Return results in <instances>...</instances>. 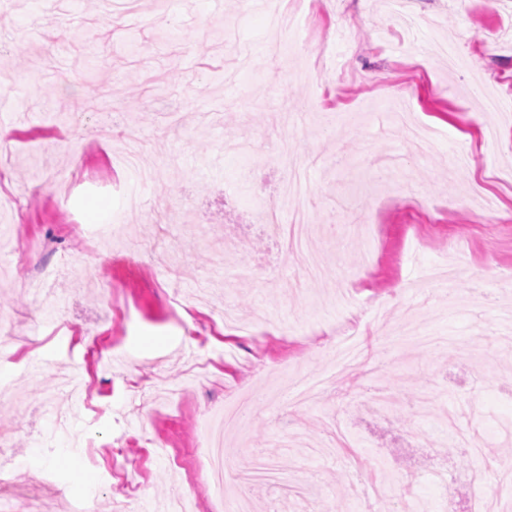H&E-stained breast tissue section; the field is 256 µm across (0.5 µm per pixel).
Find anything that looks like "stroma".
<instances>
[{"mask_svg":"<svg viewBox=\"0 0 512 512\" xmlns=\"http://www.w3.org/2000/svg\"><path fill=\"white\" fill-rule=\"evenodd\" d=\"M315 31L288 49L270 15L246 0H85L42 13L38 0H0V225L10 247L30 250L32 275L51 280L57 313L38 310L26 277L0 286V428L11 431L12 465L43 484L40 512L68 499L94 512H121L128 497L147 512L154 499L195 497V512H225L195 496L175 456L204 450L208 416L239 383L253 403L240 432L226 435L231 464L248 454L298 478L251 487L258 512H396L394 493L374 494L351 458L405 481L431 512L455 497L472 512L470 478L497 483L498 458L473 455L508 442L512 357L500 311L512 307V6L504 0H408L398 26L382 0H314ZM70 30L56 41V29ZM454 43L467 62L449 71L431 49ZM318 65L307 86L294 69ZM282 67L280 79L268 78ZM504 95L485 115L467 94L473 81ZM153 173L127 206L128 171L117 162L128 131ZM68 152L53 153L56 142ZM466 150L475 169L450 164ZM79 164H71L70 156ZM309 186L313 239L324 274L300 289L292 254L261 222L292 207L279 195L290 163ZM75 183L61 197L48 174ZM496 199L494 216L471 199ZM126 239L76 280L69 227ZM457 241L468 249L447 285L431 281ZM493 276H486V266ZM368 270L362 282L360 270ZM358 287L380 305L362 323L363 361L336 364L342 295ZM254 326L235 337L218 311ZM334 375L305 404L300 377ZM383 388L398 409L368 407ZM341 429L343 446L322 458L314 441ZM420 431L425 446L410 443ZM445 470L447 484L430 474ZM360 495H352V484Z\"/></svg>","mask_w":512,"mask_h":512,"instance_id":"stroma-1","label":"stroma"}]
</instances>
